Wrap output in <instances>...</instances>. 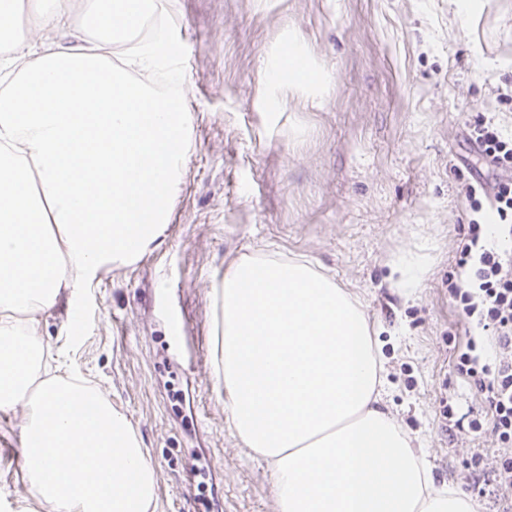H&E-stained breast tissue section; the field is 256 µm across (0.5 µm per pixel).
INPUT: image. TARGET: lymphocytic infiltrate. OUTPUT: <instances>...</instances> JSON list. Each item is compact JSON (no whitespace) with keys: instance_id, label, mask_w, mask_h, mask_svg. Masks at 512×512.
<instances>
[{"instance_id":"f902f5d3","label":"lymphocytic infiltrate","mask_w":512,"mask_h":512,"mask_svg":"<svg viewBox=\"0 0 512 512\" xmlns=\"http://www.w3.org/2000/svg\"><path fill=\"white\" fill-rule=\"evenodd\" d=\"M470 139L487 164L500 169L492 197L500 218L512 217V141L489 120L471 128ZM458 266L470 267L468 279L448 281V298L463 317L491 332L493 352L484 356L474 337H467L455 363L457 375L486 393L489 421L472 419L474 434L491 431L502 444L512 443V252L490 245L486 225L469 224L457 249Z\"/></svg>"}]
</instances>
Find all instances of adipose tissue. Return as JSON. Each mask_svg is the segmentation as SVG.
I'll return each mask as SVG.
<instances>
[{"label": "adipose tissue", "instance_id": "obj_1", "mask_svg": "<svg viewBox=\"0 0 512 512\" xmlns=\"http://www.w3.org/2000/svg\"><path fill=\"white\" fill-rule=\"evenodd\" d=\"M72 0H0L66 25ZM153 0H108L80 43L0 57V407L22 408L25 475L58 512H148L155 469L126 418L96 390L34 386L39 318L74 301L107 261L158 242L190 148L180 51L142 36ZM126 47L121 65L101 50ZM294 48L267 84L305 87ZM163 82L173 91L159 92ZM214 379L237 436L263 460L279 512H474L434 486L422 449L383 410L385 381L360 300L307 259L245 258L215 292ZM31 317L26 326L18 309ZM37 394H30V387Z\"/></svg>", "mask_w": 512, "mask_h": 512}]
</instances>
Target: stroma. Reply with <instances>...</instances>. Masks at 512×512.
Here are the masks:
<instances>
[{
	"label": "stroma",
	"instance_id": "obj_1",
	"mask_svg": "<svg viewBox=\"0 0 512 512\" xmlns=\"http://www.w3.org/2000/svg\"><path fill=\"white\" fill-rule=\"evenodd\" d=\"M178 43L191 147L158 245L103 266L78 307L43 316L39 376L100 390L132 423L156 470L148 512H278L264 461L230 426L212 379L214 289L244 257L305 258L363 303L388 382L386 406L422 446L440 488L479 512H512L494 475L512 444L470 432L485 394L454 363L467 324L448 278L488 198L467 139L479 118L512 139V0H154ZM295 45L317 88L262 80ZM428 245L413 296L391 261ZM83 318L74 330V314ZM452 417H444L445 406ZM21 411L0 409V512H56L12 450Z\"/></svg>",
	"mask_w": 512,
	"mask_h": 512
}]
</instances>
